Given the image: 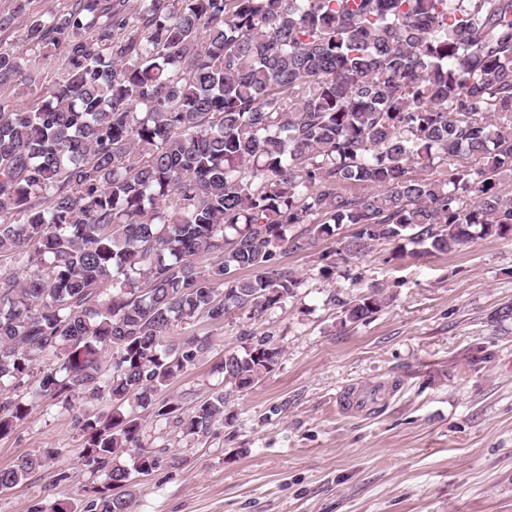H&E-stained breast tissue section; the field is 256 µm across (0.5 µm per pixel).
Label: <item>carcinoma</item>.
<instances>
[{
  "instance_id": "obj_1",
  "label": "carcinoma",
  "mask_w": 512,
  "mask_h": 512,
  "mask_svg": "<svg viewBox=\"0 0 512 512\" xmlns=\"http://www.w3.org/2000/svg\"><path fill=\"white\" fill-rule=\"evenodd\" d=\"M25 41L62 51L63 76L29 107L0 99V257L25 271L0 272V439L43 402L76 411L104 476L83 512H134L132 479L164 464L144 417L205 436L278 365L264 337L224 353L229 390L159 399L211 350L172 327L298 295L283 254L344 224L325 276L384 242L512 239V0H73ZM37 79L0 49V86ZM386 304L372 284L343 321ZM55 456L0 468V491Z\"/></svg>"
}]
</instances>
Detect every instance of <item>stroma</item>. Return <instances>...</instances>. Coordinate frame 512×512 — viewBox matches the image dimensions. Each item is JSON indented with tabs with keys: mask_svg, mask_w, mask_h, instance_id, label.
<instances>
[{
	"mask_svg": "<svg viewBox=\"0 0 512 512\" xmlns=\"http://www.w3.org/2000/svg\"><path fill=\"white\" fill-rule=\"evenodd\" d=\"M71 0H0L14 14L0 48L36 62L33 86L0 87L32 105L61 71V55L24 40L31 18ZM282 261L305 280L298 296L262 318L232 312L201 319L193 333L212 350L165 390L174 398L223 389L225 351L247 333L270 337L281 355L250 390L235 392L231 425L185 438L146 419L145 444L162 468L137 478L135 512H512V240L477 239L448 253L380 244L364 258L319 274L312 254ZM382 284L388 305L371 319L343 321L340 304ZM336 303H329V295ZM382 387L383 401L342 411L336 396ZM83 437L64 409L38 407L0 439V468L33 451L56 457L0 494V512L32 505L83 506L96 479L81 465ZM70 478L57 482L59 469Z\"/></svg>",
	"mask_w": 512,
	"mask_h": 512,
	"instance_id": "35a3bbf8",
	"label": "stroma"
}]
</instances>
